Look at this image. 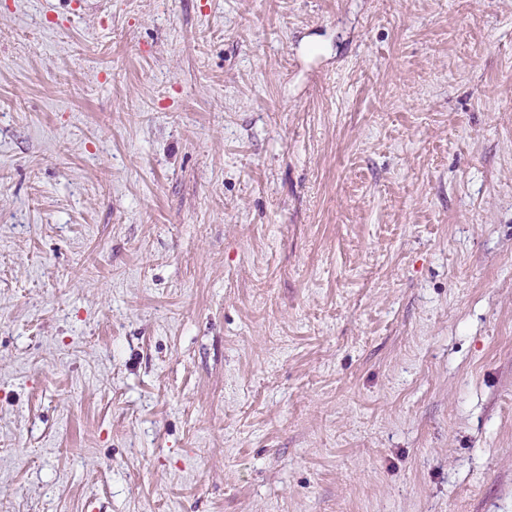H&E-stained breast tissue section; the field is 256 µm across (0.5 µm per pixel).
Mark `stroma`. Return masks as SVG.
Returning a JSON list of instances; mask_svg holds the SVG:
<instances>
[{
	"label": "stroma",
	"mask_w": 512,
	"mask_h": 512,
	"mask_svg": "<svg viewBox=\"0 0 512 512\" xmlns=\"http://www.w3.org/2000/svg\"><path fill=\"white\" fill-rule=\"evenodd\" d=\"M0 512H512V0H0Z\"/></svg>",
	"instance_id": "1"
}]
</instances>
